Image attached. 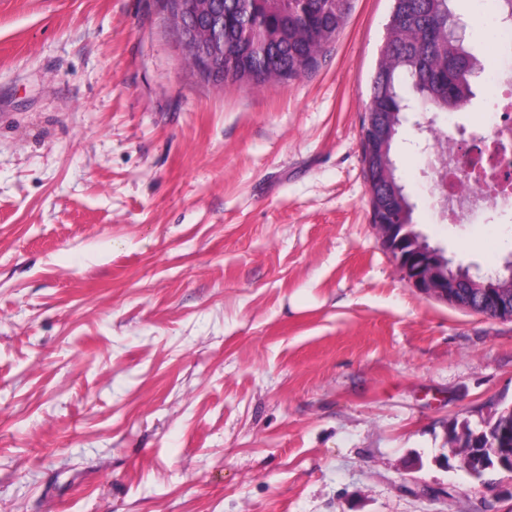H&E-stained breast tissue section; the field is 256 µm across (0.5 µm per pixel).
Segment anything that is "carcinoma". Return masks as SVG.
Wrapping results in <instances>:
<instances>
[{"label":"carcinoma","mask_w":512,"mask_h":512,"mask_svg":"<svg viewBox=\"0 0 512 512\" xmlns=\"http://www.w3.org/2000/svg\"><path fill=\"white\" fill-rule=\"evenodd\" d=\"M450 0H401L387 32L373 81L368 118L384 133L387 153L404 119L409 102L420 112H452L467 105L474 92L471 78L478 60L463 43L452 38L461 14ZM224 10V82L263 84L296 79L312 70L325 46L342 28L349 0H260L254 4L253 26L246 21L239 0H213ZM262 44L265 53L256 51ZM380 146L362 137L365 175L371 192L373 218L382 210L397 215L410 207L405 185L396 170L389 177L375 173ZM500 428L490 419L478 428L465 422L451 439L480 453Z\"/></svg>","instance_id":"carcinoma-1"}]
</instances>
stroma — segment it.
I'll return each mask as SVG.
<instances>
[{
    "label": "stroma",
    "instance_id": "1",
    "mask_svg": "<svg viewBox=\"0 0 512 512\" xmlns=\"http://www.w3.org/2000/svg\"><path fill=\"white\" fill-rule=\"evenodd\" d=\"M483 63L489 0H453ZM392 0L299 78L215 84L161 0H0V512H512L448 445L512 405V320L420 294L371 223L361 126ZM495 92L394 145L413 222L471 273L430 162Z\"/></svg>",
    "mask_w": 512,
    "mask_h": 512
}]
</instances>
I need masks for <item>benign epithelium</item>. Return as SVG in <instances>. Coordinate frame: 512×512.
Instances as JSON below:
<instances>
[{"instance_id": "7a95c632", "label": "benign epithelium", "mask_w": 512, "mask_h": 512, "mask_svg": "<svg viewBox=\"0 0 512 512\" xmlns=\"http://www.w3.org/2000/svg\"><path fill=\"white\" fill-rule=\"evenodd\" d=\"M167 12L182 41L187 59L206 78L224 83V11H212V0H168ZM384 247L392 255L403 279L416 291L445 304L463 305L454 282L438 275L434 247L419 248L414 234L403 224H375ZM512 292H489L481 305L496 316L512 320Z\"/></svg>"}]
</instances>
